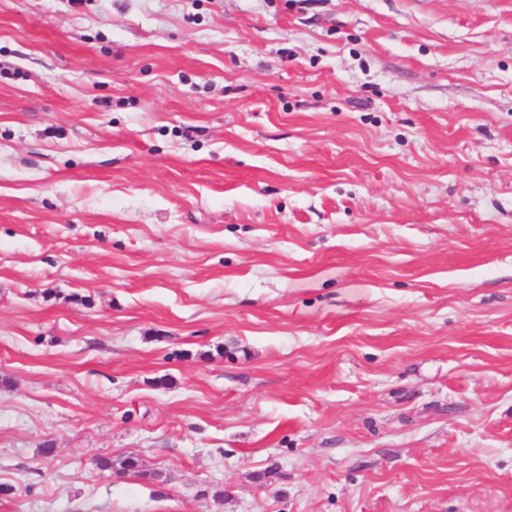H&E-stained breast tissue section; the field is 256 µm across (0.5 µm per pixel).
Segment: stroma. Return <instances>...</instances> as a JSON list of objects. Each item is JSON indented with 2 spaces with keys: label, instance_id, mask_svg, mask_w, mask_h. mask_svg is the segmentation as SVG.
<instances>
[{
  "label": "stroma",
  "instance_id": "obj_1",
  "mask_svg": "<svg viewBox=\"0 0 512 512\" xmlns=\"http://www.w3.org/2000/svg\"><path fill=\"white\" fill-rule=\"evenodd\" d=\"M0 484L512 512V0H0Z\"/></svg>",
  "mask_w": 512,
  "mask_h": 512
}]
</instances>
